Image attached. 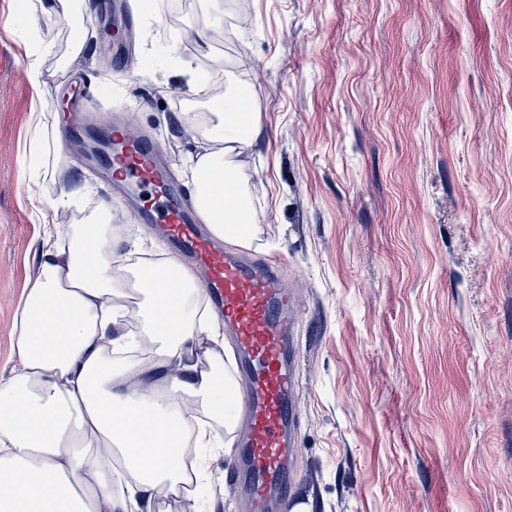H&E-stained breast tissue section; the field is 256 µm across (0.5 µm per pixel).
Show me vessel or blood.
Wrapping results in <instances>:
<instances>
[{"mask_svg":"<svg viewBox=\"0 0 512 512\" xmlns=\"http://www.w3.org/2000/svg\"><path fill=\"white\" fill-rule=\"evenodd\" d=\"M117 9L125 14L112 41L118 60L138 29L130 0H99L91 22L103 27ZM67 111L69 135H83L89 128L84 96L71 92ZM112 129L110 149L95 161L112 179L115 205L138 223L163 225L170 247L199 269L200 286L235 346L242 387L241 461L227 482L239 490L241 512H289L294 498L289 461L298 445L299 423L296 291L286 284L277 258L228 252L214 242L152 136L136 132L125 120H113Z\"/></svg>","mask_w":512,"mask_h":512,"instance_id":"vessel-or-blood-1","label":"vessel or blood"}]
</instances>
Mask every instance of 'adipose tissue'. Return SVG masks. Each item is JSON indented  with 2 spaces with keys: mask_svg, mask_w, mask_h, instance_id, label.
<instances>
[{
  "mask_svg": "<svg viewBox=\"0 0 512 512\" xmlns=\"http://www.w3.org/2000/svg\"><path fill=\"white\" fill-rule=\"evenodd\" d=\"M198 129L205 146L182 167L216 238L249 247L236 223L250 194L236 160L259 132L237 98L211 100ZM41 276L18 307L17 363L0 383V512H129L136 496L177 495L198 478L195 448H220L236 421L224 344L200 308L193 270L170 257L146 271L119 266L106 214L58 224ZM148 341L139 366L128 343ZM181 374L168 373L173 362ZM174 449L171 467L150 461Z\"/></svg>",
  "mask_w": 512,
  "mask_h": 512,
  "instance_id": "ef3b65f1",
  "label": "adipose tissue"
}]
</instances>
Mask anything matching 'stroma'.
<instances>
[{"mask_svg": "<svg viewBox=\"0 0 512 512\" xmlns=\"http://www.w3.org/2000/svg\"><path fill=\"white\" fill-rule=\"evenodd\" d=\"M154 2L117 68L92 0L42 25L54 52L39 59L16 0H0V381L47 225L112 206L78 142L30 168L35 126L64 127L54 83L80 71L90 104L129 112L176 171L203 145L183 112L207 111L189 92L206 72L210 92L251 90L260 114L242 158L252 248L299 295L306 512H512V0H247L245 29L231 0L174 18ZM61 195L40 223L33 201ZM237 448L212 458L205 505L157 494L151 512H236L224 478Z\"/></svg>", "mask_w": 512, "mask_h": 512, "instance_id": "1", "label": "stroma"}]
</instances>
